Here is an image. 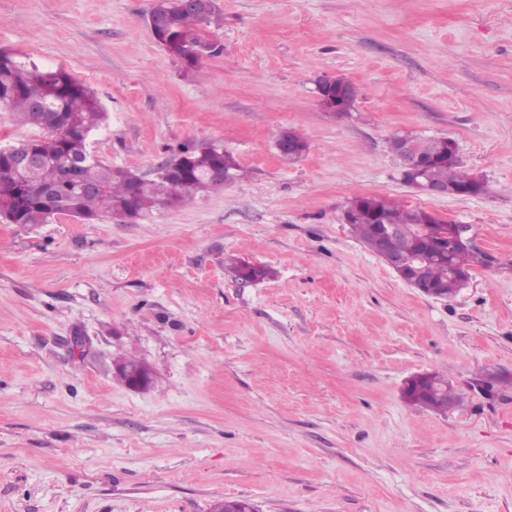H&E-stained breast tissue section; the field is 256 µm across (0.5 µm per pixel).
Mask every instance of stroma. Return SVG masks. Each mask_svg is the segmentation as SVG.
Instances as JSON below:
<instances>
[{"mask_svg":"<svg viewBox=\"0 0 512 512\" xmlns=\"http://www.w3.org/2000/svg\"><path fill=\"white\" fill-rule=\"evenodd\" d=\"M217 2L220 51L187 68L152 0H0V50L104 106L97 159L151 178L216 141L247 172L143 223L0 222V512H512V0ZM324 75L357 87L350 114L320 108ZM408 133L452 139L483 192L412 189L389 147ZM365 194L470 226L457 297L355 238ZM424 372L463 402L407 404ZM235 277L241 281H261L270 277V269L265 266H257L245 260L233 262Z\"/></svg>","mask_w":512,"mask_h":512,"instance_id":"obj_1","label":"stroma"}]
</instances>
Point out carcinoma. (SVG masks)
Segmentation results:
<instances>
[{"instance_id": "1", "label": "carcinoma", "mask_w": 512, "mask_h": 512, "mask_svg": "<svg viewBox=\"0 0 512 512\" xmlns=\"http://www.w3.org/2000/svg\"><path fill=\"white\" fill-rule=\"evenodd\" d=\"M151 10L160 22L153 33L155 40L186 65L198 63L200 56L195 51L201 46L216 51L202 35L203 27L219 20L216 0H198L195 8L183 6L181 0H154ZM0 108L42 131L35 139L0 147V210L13 214L16 224H46L58 214L84 220L124 219L133 211L142 219L193 202L206 191L214 170L234 180L244 176L233 155L217 142L180 144L173 159H181V167L173 173L159 171L153 179L103 163L91 156L88 140L106 122L107 112L89 87L63 68L42 70L35 62L4 50H0ZM450 144L447 137L421 139L426 179L446 183L451 175L460 184L473 183L475 178L460 170ZM17 152L38 161L34 172L15 169ZM69 164L76 168L73 179L61 175ZM348 208L355 214L353 234L370 251H379L376 221L383 213L400 227L394 248L417 258L413 274L427 284L448 289L450 298L456 295L451 272H470L471 248L444 240V220L422 208L373 195L353 198ZM233 270L241 281L270 277L269 268L245 260L233 262ZM450 386L447 377L426 373L409 379L403 395L410 405L432 409V393Z\"/></svg>"}]
</instances>
